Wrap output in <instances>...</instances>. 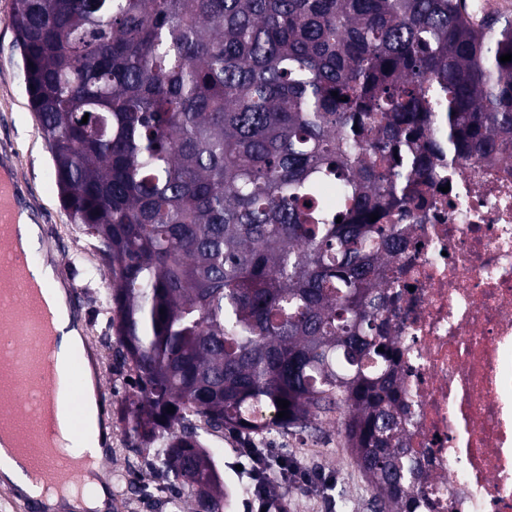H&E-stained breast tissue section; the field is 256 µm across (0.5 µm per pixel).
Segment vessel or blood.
<instances>
[{"mask_svg": "<svg viewBox=\"0 0 512 512\" xmlns=\"http://www.w3.org/2000/svg\"><path fill=\"white\" fill-rule=\"evenodd\" d=\"M22 191L14 168L0 162V428L13 432L19 456L43 482L70 495L91 493L79 470L56 451L52 434L77 432L84 398L73 378L60 374L57 326L47 320L24 272L36 256L17 257L12 242Z\"/></svg>", "mask_w": 512, "mask_h": 512, "instance_id": "b4317fda", "label": "vessel or blood"}]
</instances>
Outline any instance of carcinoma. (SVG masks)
<instances>
[{"label": "carcinoma", "mask_w": 512, "mask_h": 512, "mask_svg": "<svg viewBox=\"0 0 512 512\" xmlns=\"http://www.w3.org/2000/svg\"><path fill=\"white\" fill-rule=\"evenodd\" d=\"M462 2L14 0L62 206L112 270L127 424L199 512L224 488L194 417L332 423L377 512L424 508L384 286L407 241L370 215L445 153L512 150V17Z\"/></svg>", "instance_id": "carcinoma-1"}]
</instances>
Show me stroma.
Instances as JSON below:
<instances>
[{
    "mask_svg": "<svg viewBox=\"0 0 512 512\" xmlns=\"http://www.w3.org/2000/svg\"><path fill=\"white\" fill-rule=\"evenodd\" d=\"M12 10L13 0H0V154L13 160L57 281L70 286L82 305L83 339L97 358L98 377L110 400L112 442L105 469L113 487L136 486L133 499L121 512H194V501L175 503L160 490L147 466L148 450L126 426L125 398L136 383L106 343L113 330L101 300L110 284L109 267L96 243L71 222L60 204L52 154L28 103L21 55L9 23ZM200 439L213 456L229 497L226 512H246L253 482L236 465L241 448L249 443L308 474V481L290 486L271 476L272 491L288 497V512H374L367 480L334 427L323 426L313 444L278 430L248 435L204 429Z\"/></svg>",
    "mask_w": 512,
    "mask_h": 512,
    "instance_id": "stroma-1",
    "label": "stroma"
}]
</instances>
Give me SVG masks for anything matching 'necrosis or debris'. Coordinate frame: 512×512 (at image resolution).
<instances>
[{
    "label": "necrosis or debris",
    "mask_w": 512,
    "mask_h": 512,
    "mask_svg": "<svg viewBox=\"0 0 512 512\" xmlns=\"http://www.w3.org/2000/svg\"><path fill=\"white\" fill-rule=\"evenodd\" d=\"M429 173L386 218L410 239L389 276L405 443L433 512H512V159Z\"/></svg>",
    "instance_id": "obj_1"
}]
</instances>
